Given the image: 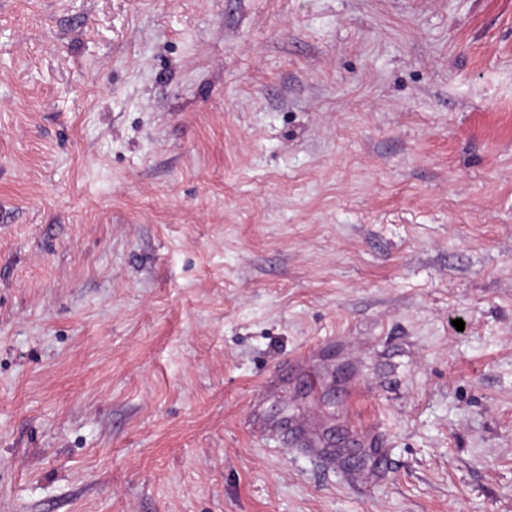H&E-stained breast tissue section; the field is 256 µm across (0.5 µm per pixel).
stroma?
Listing matches in <instances>:
<instances>
[{
    "label": "stroma",
    "instance_id": "1",
    "mask_svg": "<svg viewBox=\"0 0 512 512\" xmlns=\"http://www.w3.org/2000/svg\"><path fill=\"white\" fill-rule=\"evenodd\" d=\"M0 512H512V0H0Z\"/></svg>",
    "mask_w": 512,
    "mask_h": 512
}]
</instances>
